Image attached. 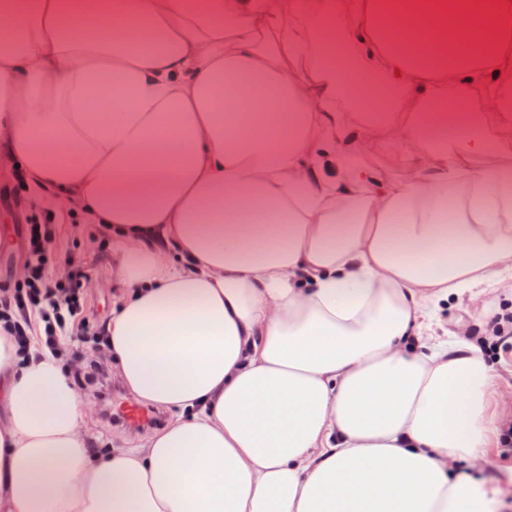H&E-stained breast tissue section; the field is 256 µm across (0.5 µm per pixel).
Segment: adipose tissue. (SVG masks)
Masks as SVG:
<instances>
[{
    "label": "adipose tissue",
    "instance_id": "adipose-tissue-1",
    "mask_svg": "<svg viewBox=\"0 0 512 512\" xmlns=\"http://www.w3.org/2000/svg\"><path fill=\"white\" fill-rule=\"evenodd\" d=\"M511 134L496 0H0V153L111 237L112 360L172 413L90 453L61 358L0 337V512H497L448 463L499 369L433 324L512 271ZM361 156L366 158L363 164L392 180H405L414 174V169L401 160V153L397 148L368 142L363 145Z\"/></svg>",
    "mask_w": 512,
    "mask_h": 512
}]
</instances>
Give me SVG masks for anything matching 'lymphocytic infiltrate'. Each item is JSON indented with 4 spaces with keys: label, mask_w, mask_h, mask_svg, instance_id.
<instances>
[{
    "label": "lymphocytic infiltrate",
    "mask_w": 512,
    "mask_h": 512,
    "mask_svg": "<svg viewBox=\"0 0 512 512\" xmlns=\"http://www.w3.org/2000/svg\"><path fill=\"white\" fill-rule=\"evenodd\" d=\"M55 237L54 217L32 215L23 248L27 275L22 283L0 288V335L20 356L34 335L58 356L73 359L81 357L84 346L106 345V321H90L84 313V269L71 264L61 278L49 275Z\"/></svg>",
    "instance_id": "f902f5d3"
}]
</instances>
